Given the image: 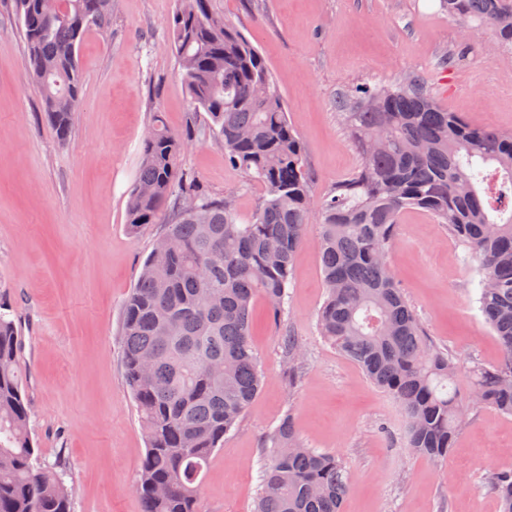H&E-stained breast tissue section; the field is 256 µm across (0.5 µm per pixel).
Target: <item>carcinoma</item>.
Masks as SVG:
<instances>
[{"label":"carcinoma","mask_w":512,"mask_h":512,"mask_svg":"<svg viewBox=\"0 0 512 512\" xmlns=\"http://www.w3.org/2000/svg\"><path fill=\"white\" fill-rule=\"evenodd\" d=\"M16 0L27 46V74L58 139H67L82 94L77 50L86 34L110 25L111 0ZM455 22L490 31L512 51V0H442ZM168 50L177 58L195 111L224 145V160L260 185L249 220L234 196L211 195L182 170L193 135L154 119L126 210L136 232L162 224L169 246L153 249L123 308L122 363L147 448L134 492L141 512H199V476L252 406L264 373L252 343L260 298L281 320L297 249L308 226L320 236L326 297L319 333L361 367L405 416L410 451L445 460L469 411L512 417V133L475 128L441 107L412 74L361 89L341 102L362 156L359 168L314 198L305 146L259 49L217 0H176ZM195 199L187 211L184 200ZM174 201L173 208L168 202ZM419 209L446 225L477 263V303L497 336L501 360L459 365L426 334L388 261L397 224ZM288 384L300 344L282 339ZM17 327L0 312V512H71L66 472L46 463L32 434L17 359ZM154 358L150 376L144 357ZM254 512H342L348 476L333 453L307 447L287 412L267 437ZM487 487L498 512H512V467Z\"/></svg>","instance_id":"carcinoma-1"}]
</instances>
